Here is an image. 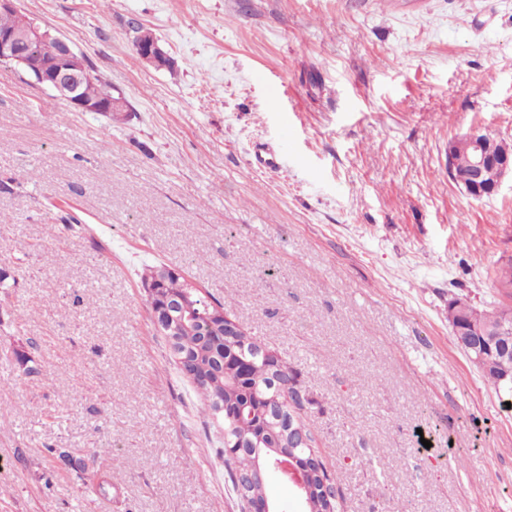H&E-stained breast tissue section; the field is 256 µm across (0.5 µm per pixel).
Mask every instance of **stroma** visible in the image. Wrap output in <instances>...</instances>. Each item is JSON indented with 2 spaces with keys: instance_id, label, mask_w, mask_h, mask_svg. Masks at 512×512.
<instances>
[{
  "instance_id": "1",
  "label": "stroma",
  "mask_w": 512,
  "mask_h": 512,
  "mask_svg": "<svg viewBox=\"0 0 512 512\" xmlns=\"http://www.w3.org/2000/svg\"><path fill=\"white\" fill-rule=\"evenodd\" d=\"M18 9L128 109L80 111L0 64V266L28 256L0 292V512H240L151 323L159 263L300 371L337 512H512V409L448 322L450 297L504 301L512 179L474 199L448 147L512 143V0ZM136 24L172 69L136 56Z\"/></svg>"
}]
</instances>
